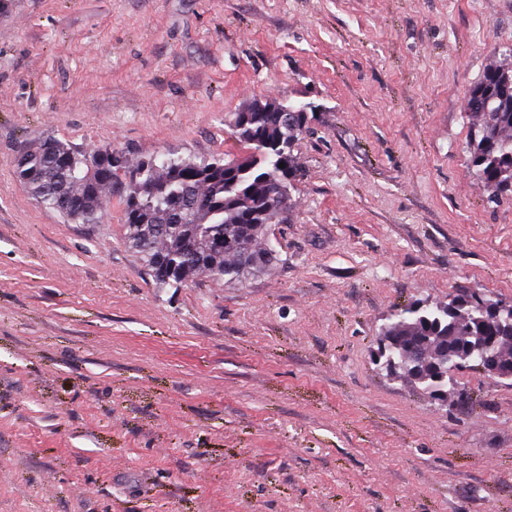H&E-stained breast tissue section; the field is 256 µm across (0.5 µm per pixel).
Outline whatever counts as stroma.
<instances>
[{"instance_id": "stroma-1", "label": "stroma", "mask_w": 512, "mask_h": 512, "mask_svg": "<svg viewBox=\"0 0 512 512\" xmlns=\"http://www.w3.org/2000/svg\"><path fill=\"white\" fill-rule=\"evenodd\" d=\"M512 0H7L0 9V512H512V382L438 402L378 361L414 302L512 301V199L467 99ZM318 105L280 262L156 287L124 180L76 224L16 178L55 138L126 162L240 149L254 100Z\"/></svg>"}]
</instances>
